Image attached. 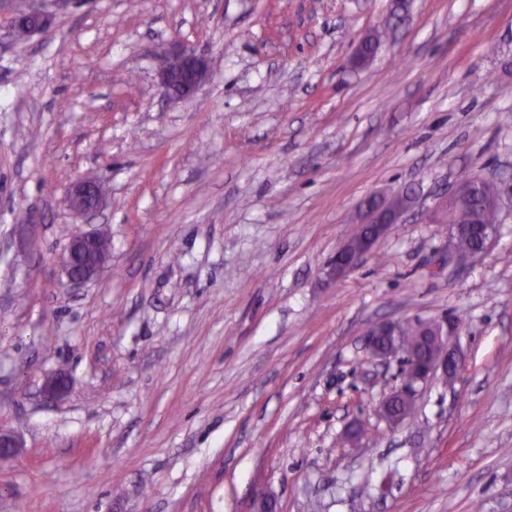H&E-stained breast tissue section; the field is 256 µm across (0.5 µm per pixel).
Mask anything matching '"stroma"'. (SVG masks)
Masks as SVG:
<instances>
[{
	"mask_svg": "<svg viewBox=\"0 0 512 512\" xmlns=\"http://www.w3.org/2000/svg\"><path fill=\"white\" fill-rule=\"evenodd\" d=\"M35 3L44 32L0 29V428L23 442L0 512H512V0ZM176 46L210 66L183 101L157 79ZM464 172L500 222L445 266L427 213ZM86 177L109 197L77 217ZM403 190L324 282L363 200ZM101 227L110 261L67 287L61 255ZM414 318L461 323V362L393 426L402 364L365 332ZM406 194L401 192L386 201L375 197L377 205L368 203L367 198L362 205V222L368 224L365 235L352 251L345 241L337 250L331 260L322 268L326 279H341L354 271L363 261L372 248L388 233L392 224H395L404 208L396 205L398 198L404 199Z\"/></svg>",
	"mask_w": 512,
	"mask_h": 512,
	"instance_id": "stroma-1",
	"label": "stroma"
}]
</instances>
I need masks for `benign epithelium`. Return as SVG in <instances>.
Returning <instances> with one entry per match:
<instances>
[{
    "instance_id": "benign-epithelium-1",
    "label": "benign epithelium",
    "mask_w": 512,
    "mask_h": 512,
    "mask_svg": "<svg viewBox=\"0 0 512 512\" xmlns=\"http://www.w3.org/2000/svg\"><path fill=\"white\" fill-rule=\"evenodd\" d=\"M9 14V25L12 32L23 29L25 36L46 30L52 21L50 14L30 8L17 0H0V12ZM208 72L207 59L187 48H177L162 56L158 69V84L162 91L170 96L180 94L182 97L192 95L203 84ZM485 181L478 174L465 172L461 174L453 187L440 197L432 211V219L442 221L448 211V203L467 195L471 190ZM405 198L400 193L390 200L377 199V204L371 205L363 202L362 223L367 225L365 235L361 238L355 249L348 244H342L331 260L322 268L327 279H341L354 271L363 261L372 248L388 233L392 224L403 212V208L396 205V200ZM105 200V193L101 192V183L85 179L77 182L68 192L65 204L75 215H84L97 209ZM464 228L459 224L450 225L449 252L457 260L462 261L475 257L484 252L488 242L467 251L456 248L455 242L463 233ZM102 237L99 232L84 233L73 237L61 257L67 283L72 288H80L86 282L97 277L109 259L104 253L92 258L86 257L87 252ZM459 331V326L451 325L434 329V350L426 362V370L418 371V359L414 356H404V383L380 403L379 409L384 419L390 424H399L406 419L404 415H394L390 412V405L397 401L405 405H415L417 386L428 381L434 375L441 374L449 377L456 374L460 359L457 353L448 348V336ZM66 392V383L63 378L55 377L44 383L43 393L51 399L57 400ZM20 441L11 433L0 429V459L7 460L15 455Z\"/></svg>"
}]
</instances>
